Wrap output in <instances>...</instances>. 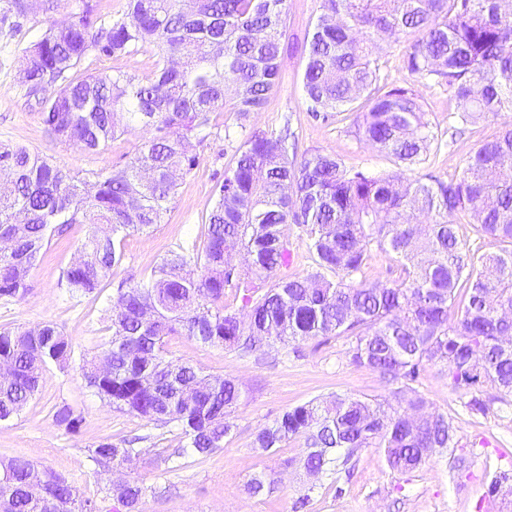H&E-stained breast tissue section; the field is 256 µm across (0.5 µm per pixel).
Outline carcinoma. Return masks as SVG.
<instances>
[{
	"mask_svg": "<svg viewBox=\"0 0 512 512\" xmlns=\"http://www.w3.org/2000/svg\"><path fill=\"white\" fill-rule=\"evenodd\" d=\"M51 0H5L7 10L37 15ZM98 4L81 0L77 19L48 24L26 52L29 95L61 145L97 152L139 129L144 142L122 168L87 180L64 173L24 146L0 144V298L21 300L51 234L70 224L90 226L78 261L64 274L70 297L95 292L123 256L121 235L162 221L180 176L197 164L214 114L231 112L238 134L236 165L224 174L208 214L206 241L180 246L146 281L117 288L112 335L99 364L81 366L87 385L118 411L178 426L184 446L164 461L205 457L221 447L229 415L245 390L232 379L203 376L191 364L164 356V338L187 336L244 354L262 338L284 345L332 336L354 338L348 355L393 386L398 408L336 397L285 411L256 435L264 451L305 437L304 468L319 474L366 448H381L393 470L409 472L438 449L454 447L453 426L437 414L415 417L426 404L417 389L426 368H437L467 407L485 412L478 395L489 381L498 401L512 397V122L471 155L451 178L425 167L443 133L426 119L413 87L381 75L385 36L413 33L403 67L414 82L446 87L457 106L454 133L479 120L512 112V12L499 0H320L303 76L307 111L326 122L357 102L355 135L385 152L393 169H350L320 151L289 154L288 136L250 126L279 86L288 52V0H129L126 18L97 26ZM158 51L142 78L126 72L75 75L91 52L114 57L139 45ZM152 173V182L142 173ZM422 214L427 221L414 220ZM470 218L474 235L500 244L481 254L457 233ZM107 224L112 233H100ZM303 227L314 271L280 277L292 253L285 227ZM393 253L399 275L390 283L365 275L371 247ZM240 251L244 269L227 255ZM247 285L243 319L224 307V290ZM465 301L456 317L458 291ZM74 356L53 323L0 329V422L18 416L38 391L43 373ZM108 365V375L99 367ZM56 423L75 431L81 419L63 406ZM137 448L103 441L92 460L121 464ZM274 479L254 476L256 497ZM146 489L133 480L112 487V500L135 509ZM0 512H101L63 476L29 459L0 461Z\"/></svg>",
	"mask_w": 512,
	"mask_h": 512,
	"instance_id": "cac0c4a2",
	"label": "carcinoma"
}]
</instances>
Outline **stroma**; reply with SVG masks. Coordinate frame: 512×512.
<instances>
[{
	"mask_svg": "<svg viewBox=\"0 0 512 512\" xmlns=\"http://www.w3.org/2000/svg\"><path fill=\"white\" fill-rule=\"evenodd\" d=\"M77 11L78 0H56L46 14L0 18V142L25 145L51 157L63 172L87 178L125 166L143 133L126 134L101 152L88 153L53 141L38 105L29 101L23 74L27 48L40 39L48 23L72 21ZM318 15L319 0H288L286 37L295 49L283 57L279 86L251 123L274 134L291 130L299 151L319 149L339 156L350 168L390 169L385 153L352 133L350 112L325 123L313 120L306 110L304 46ZM155 60L152 46L143 45L120 57L89 54L81 69L143 77L151 73ZM509 120L512 115L505 113L498 120L467 126L432 159V170L445 177L457 175L467 158ZM234 124L232 114L215 115L199 163L179 180L162 222L125 238L121 263L94 293L70 298L62 280L88 233L87 225L74 224L65 235L50 238L31 272L26 297L0 299V327L53 322L75 350L66 367L54 365L45 372L37 394L17 418L0 422V459L22 456L50 468L104 507L112 504L113 483L138 479L151 489L139 512H294L303 495L309 498L303 512H512V405L495 402L498 390L487 383L482 391L493 402L486 413H472L465 397L453 392L434 368L420 387L427 401L424 411L448 417L457 445L433 454L413 471L391 470L382 449L368 448L348 466L312 476L302 465L304 438L269 452L256 448L257 432L288 408L336 396L390 399V386L376 372L350 361L347 337H318L285 347L266 341L249 356L184 336L168 337V357L187 361L203 374L233 379L249 393L236 408L235 428L222 447L203 459L185 458L177 468L160 455L162 449L181 446L177 426L160 427L114 410L88 388L81 360L100 352L110 336L108 308L118 284L146 277L179 245L204 243L216 187L235 165L239 142L224 137L225 128ZM63 405L80 417L77 431L54 421L55 408ZM135 437L141 440V453L132 462L107 468L92 461L91 452L99 442ZM260 473L273 475L276 486L271 495L258 498L249 494L247 484ZM495 476L502 482L493 495L488 485Z\"/></svg>",
	"mask_w": 512,
	"mask_h": 512,
	"instance_id": "35a3bbf8",
	"label": "stroma"
}]
</instances>
